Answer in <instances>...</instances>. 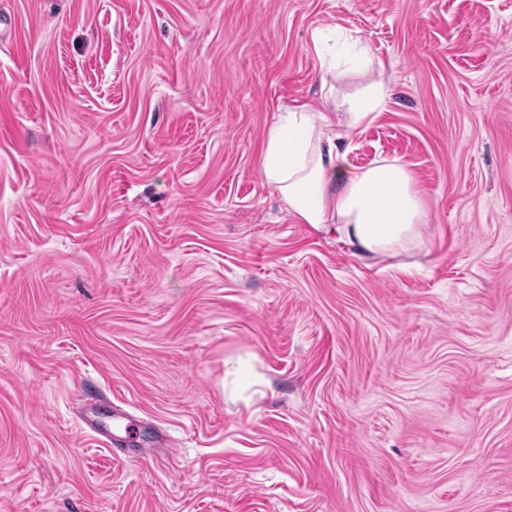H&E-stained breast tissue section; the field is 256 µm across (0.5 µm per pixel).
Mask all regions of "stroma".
<instances>
[{
    "mask_svg": "<svg viewBox=\"0 0 512 512\" xmlns=\"http://www.w3.org/2000/svg\"><path fill=\"white\" fill-rule=\"evenodd\" d=\"M329 29L392 258L259 173ZM0 512H512V0H0ZM321 60V67L326 73L334 76L336 67L345 66L347 69H361L367 73L372 70V60L369 59L366 50L358 41L353 42L342 48L339 54H335L327 59V54L321 50L318 51Z\"/></svg>",
    "mask_w": 512,
    "mask_h": 512,
    "instance_id": "1",
    "label": "stroma"
}]
</instances>
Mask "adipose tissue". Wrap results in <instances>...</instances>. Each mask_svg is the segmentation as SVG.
Returning a JSON list of instances; mask_svg holds the SVG:
<instances>
[{
	"instance_id": "obj_1",
	"label": "adipose tissue",
	"mask_w": 512,
	"mask_h": 512,
	"mask_svg": "<svg viewBox=\"0 0 512 512\" xmlns=\"http://www.w3.org/2000/svg\"><path fill=\"white\" fill-rule=\"evenodd\" d=\"M384 76L344 98L340 111L286 109L267 133L260 174L300 223L336 231L364 255L393 254L418 242L428 210L413 174L394 160L355 167L348 138L372 122L388 96Z\"/></svg>"
}]
</instances>
